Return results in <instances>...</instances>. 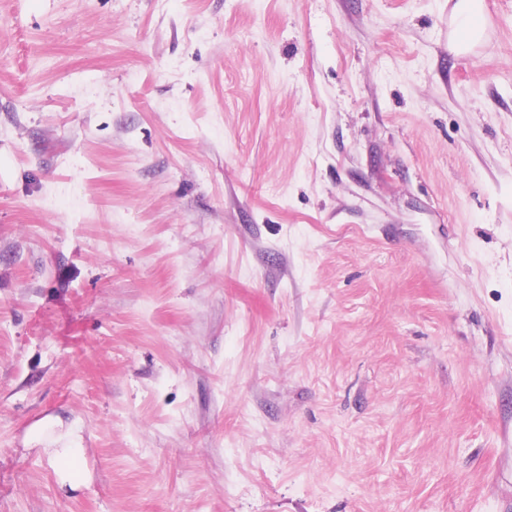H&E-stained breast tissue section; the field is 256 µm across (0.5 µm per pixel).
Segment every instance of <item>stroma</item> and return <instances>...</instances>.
Instances as JSON below:
<instances>
[{"mask_svg":"<svg viewBox=\"0 0 512 512\" xmlns=\"http://www.w3.org/2000/svg\"><path fill=\"white\" fill-rule=\"evenodd\" d=\"M485 17L459 53L448 0H0V512H512ZM70 436V433L59 435L52 444L60 445V447L45 448V451L58 465L64 478L76 482L81 477L79 471L75 468V461L81 448L74 446L76 442Z\"/></svg>","mask_w":512,"mask_h":512,"instance_id":"stroma-1","label":"stroma"}]
</instances>
